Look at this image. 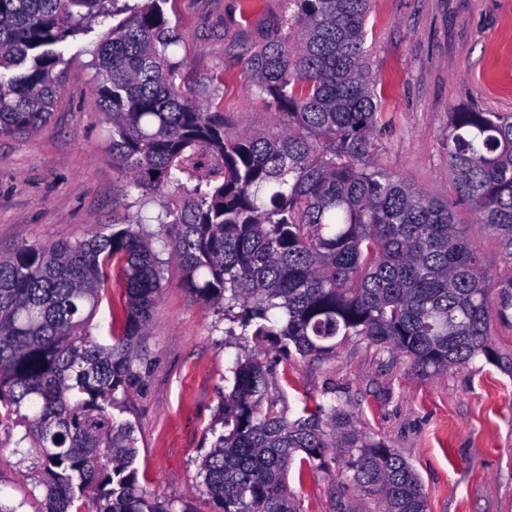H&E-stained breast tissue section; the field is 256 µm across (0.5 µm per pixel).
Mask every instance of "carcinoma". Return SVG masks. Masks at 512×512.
Returning a JSON list of instances; mask_svg holds the SVG:
<instances>
[{
    "instance_id": "carcinoma-1",
    "label": "carcinoma",
    "mask_w": 512,
    "mask_h": 512,
    "mask_svg": "<svg viewBox=\"0 0 512 512\" xmlns=\"http://www.w3.org/2000/svg\"><path fill=\"white\" fill-rule=\"evenodd\" d=\"M167 0H0V134L44 127L62 87L56 46L99 16L126 17L94 53L112 155L140 196L171 187L157 235L182 278L240 335L305 356L354 337L426 371L487 348L488 276L456 220L457 202L395 178L374 158L380 105L366 48L369 0H286L267 41L238 55L257 98L279 114L267 130L230 133L210 110L218 88L184 84ZM448 168L480 223L512 259V113L457 110ZM216 184L187 191L198 157ZM125 317L111 342L91 320L112 275ZM497 314L512 309V279ZM164 288V262L139 221L90 239L27 245L0 258V426L23 428L13 466L23 498L0 512H189L140 486L137 439L119 419L140 336ZM224 426L200 463L219 512H299L286 482L347 449L345 473L381 512H427L411 463L348 429L336 405L294 420L269 397L263 367L243 362L224 394Z\"/></svg>"
}]
</instances>
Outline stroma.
I'll return each mask as SVG.
<instances>
[{"instance_id": "stroma-1", "label": "stroma", "mask_w": 512, "mask_h": 512, "mask_svg": "<svg viewBox=\"0 0 512 512\" xmlns=\"http://www.w3.org/2000/svg\"><path fill=\"white\" fill-rule=\"evenodd\" d=\"M283 0H167L180 34L175 48L189 84L219 86L214 108L233 130L275 126L244 78L230 45H255L274 30ZM93 19L61 43L63 86L49 122L21 136L0 135V255L23 245L87 239L141 218L155 231L161 195L124 194L129 174L112 160L110 126L95 92L92 52L111 27ZM370 65L381 82L378 159L429 196L455 198L443 137L463 108L512 112V0H371ZM457 219L491 279L512 277L497 237L461 205ZM166 286L138 342L136 376L125 397L135 426L138 480L152 496L190 512H218L201 486L199 463L220 429L219 407L237 363L270 373V394L289 418L333 404L365 441L400 452L422 480L428 512H512V317H492L487 350L444 372L350 339L335 351L301 356L271 339L228 336L221 310L181 280L162 241ZM92 321L109 342L125 290L111 279ZM343 451L311 470L292 462L287 482L300 512H379L376 497L347 479Z\"/></svg>"}]
</instances>
